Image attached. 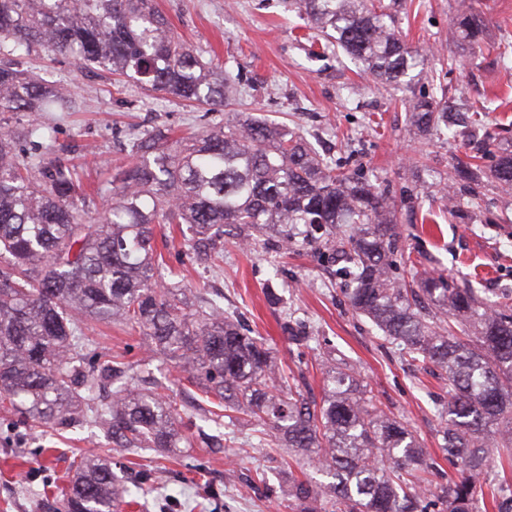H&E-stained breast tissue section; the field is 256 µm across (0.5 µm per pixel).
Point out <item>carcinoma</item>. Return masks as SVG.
<instances>
[{
	"label": "carcinoma",
	"mask_w": 512,
	"mask_h": 512,
	"mask_svg": "<svg viewBox=\"0 0 512 512\" xmlns=\"http://www.w3.org/2000/svg\"><path fill=\"white\" fill-rule=\"evenodd\" d=\"M309 28L374 81L407 85L429 55L409 46L396 17L406 0H292ZM482 0H457L448 38L469 59L483 53ZM44 48L79 69H99L214 111L227 103L224 67L175 33L156 0H0V404L33 426H81L84 404L112 447L176 448L177 399L146 388L151 364L98 361L90 323H122L149 338L210 403L205 421L224 436V413L260 427L258 446L288 448L330 481H296L297 512H512V479L489 478L496 455L512 469V298L452 288L429 276L413 287L393 275L396 204L370 176L323 157L304 137L261 118L211 124L191 137L167 129L130 135L110 202L89 210L76 143L55 145L44 112H74L58 84L30 75L22 53ZM424 132L455 125L445 96L411 101ZM46 152L55 154L50 163ZM489 178L512 191V153L489 170L462 159L451 186ZM173 224L195 256L215 261L224 242L258 238L279 257L322 243L349 278L346 297L411 361L448 380L441 450L458 466L433 479L427 449L379 410L350 369L326 367L316 401L280 383L272 352L221 298H188L171 281L156 229ZM75 479L54 512H121L144 482L106 459L75 458Z\"/></svg>",
	"instance_id": "carcinoma-1"
}]
</instances>
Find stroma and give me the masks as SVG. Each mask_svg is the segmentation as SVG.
<instances>
[{
  "label": "stroma",
  "instance_id": "stroma-1",
  "mask_svg": "<svg viewBox=\"0 0 512 512\" xmlns=\"http://www.w3.org/2000/svg\"><path fill=\"white\" fill-rule=\"evenodd\" d=\"M452 2L407 0L399 14L408 45L430 50L432 57L419 82L403 92L375 85L342 51L322 48L288 0H157V6L188 45L218 59L233 76L224 117L248 113L296 129L320 153L368 173L393 199L417 198L419 219H397L395 275H405L410 258L418 270L466 281L485 294H512V195L487 181L479 204L463 192L445 203L448 167L464 156L469 130L458 126L448 136H426L408 120L406 99L440 85L448 90L449 106L486 111V123L497 133L495 152L512 150V55L496 53L512 45V0H487L485 40L492 50L475 62L448 39ZM449 56L459 59L451 70L441 65ZM23 65L64 86L78 104L76 113L49 119L57 143L87 145L96 180H106L126 161L132 131L190 133L211 120L202 106L115 85L108 72L78 69L59 55L37 51ZM158 238L184 285L223 294L225 311L265 338L282 375L298 378L305 394L321 397L325 363L353 369L377 406L415 431L440 473H453L439 448L447 381L427 365H409L397 344L383 341L374 324L349 307L337 265L306 246L276 267L273 252L263 246L228 241L223 263L213 267L196 261L169 225L159 228ZM270 287L279 304L268 301ZM88 334L100 351L120 361L149 357L163 365L159 392L184 397L182 372L154 353L139 331L94 324ZM179 428L189 444L126 456V466L150 477L146 495L128 512H289V485L301 471L288 449L266 454L254 425L244 419L219 444L208 438L200 415L183 418ZM111 446L97 428L32 429L0 409V512H48L42 491L70 485V459ZM196 476L215 497H195L190 480Z\"/></svg>",
  "mask_w": 512,
  "mask_h": 512
}]
</instances>
